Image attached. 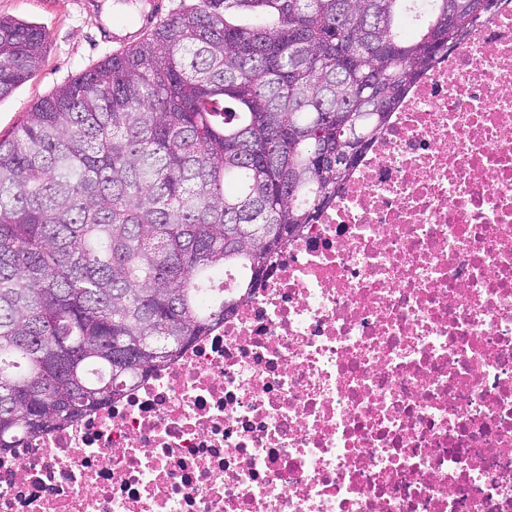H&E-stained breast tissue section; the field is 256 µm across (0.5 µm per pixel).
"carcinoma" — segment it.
<instances>
[{
  "label": "carcinoma",
  "mask_w": 512,
  "mask_h": 512,
  "mask_svg": "<svg viewBox=\"0 0 512 512\" xmlns=\"http://www.w3.org/2000/svg\"><path fill=\"white\" fill-rule=\"evenodd\" d=\"M198 0L0 137V450L112 400L238 303L420 78L508 0ZM48 35L0 17V100ZM355 126L362 149L347 150Z\"/></svg>",
  "instance_id": "1"
}]
</instances>
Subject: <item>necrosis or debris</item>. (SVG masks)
Listing matches in <instances>:
<instances>
[{
  "instance_id": "obj_1",
  "label": "necrosis or debris",
  "mask_w": 512,
  "mask_h": 512,
  "mask_svg": "<svg viewBox=\"0 0 512 512\" xmlns=\"http://www.w3.org/2000/svg\"><path fill=\"white\" fill-rule=\"evenodd\" d=\"M0 512H512V8L223 322L0 453Z\"/></svg>"
}]
</instances>
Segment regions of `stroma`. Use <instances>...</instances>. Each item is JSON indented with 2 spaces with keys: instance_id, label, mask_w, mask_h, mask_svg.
<instances>
[{
  "instance_id": "1",
  "label": "stroma",
  "mask_w": 512,
  "mask_h": 512,
  "mask_svg": "<svg viewBox=\"0 0 512 512\" xmlns=\"http://www.w3.org/2000/svg\"><path fill=\"white\" fill-rule=\"evenodd\" d=\"M120 0H0V16L42 27L48 52L37 74L0 101V132L11 131L26 109L57 85L122 50L115 38Z\"/></svg>"
}]
</instances>
